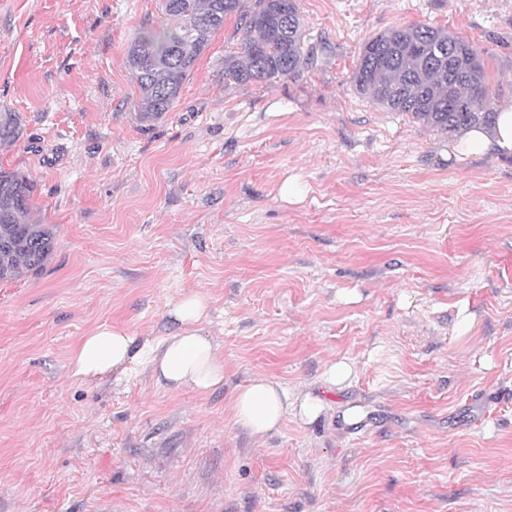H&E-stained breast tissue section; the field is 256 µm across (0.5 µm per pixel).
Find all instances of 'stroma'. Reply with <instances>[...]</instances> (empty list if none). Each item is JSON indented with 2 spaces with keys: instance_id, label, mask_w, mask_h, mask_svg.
<instances>
[{
  "instance_id": "stroma-1",
  "label": "stroma",
  "mask_w": 512,
  "mask_h": 512,
  "mask_svg": "<svg viewBox=\"0 0 512 512\" xmlns=\"http://www.w3.org/2000/svg\"><path fill=\"white\" fill-rule=\"evenodd\" d=\"M297 5L299 79L225 85L231 17L144 121L126 57L159 0H0V111L25 125L0 167L56 237L0 282V512H512V156L459 161L352 83L366 41L427 24L512 104V0ZM189 291L222 388L71 376L82 336L168 335ZM265 380L291 404L254 438L231 398Z\"/></svg>"
}]
</instances>
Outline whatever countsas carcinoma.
Listing matches in <instances>:
<instances>
[{"mask_svg":"<svg viewBox=\"0 0 512 512\" xmlns=\"http://www.w3.org/2000/svg\"><path fill=\"white\" fill-rule=\"evenodd\" d=\"M162 25L131 42L127 64L139 88L143 120L161 118L210 38L237 17L238 48L224 56V82L296 79L313 66L316 48L306 43L296 0H162ZM477 47L445 28L397 27L363 44L356 90L389 112L451 135L474 126L492 131L497 112L488 95ZM22 117L0 112V147L23 136ZM35 185L22 173L0 168V281L43 269L55 247L53 228L32 205Z\"/></svg>","mask_w":512,"mask_h":512,"instance_id":"cac0c4a2","label":"carcinoma"}]
</instances>
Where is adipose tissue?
Returning <instances> with one entry per match:
<instances>
[{"label":"adipose tissue","instance_id":"ef3b65f1","mask_svg":"<svg viewBox=\"0 0 512 512\" xmlns=\"http://www.w3.org/2000/svg\"><path fill=\"white\" fill-rule=\"evenodd\" d=\"M458 160L485 153L512 154V104L503 106L493 132L472 129L453 146ZM170 314L179 328L157 341L139 340L126 329L102 324L82 337L72 351L73 377L91 380L110 373L131 374L147 365L159 383L172 388L189 387L205 393L224 384V359L219 344L206 336L210 318L207 298L196 292L183 294ZM236 426L254 436L277 429L288 412V389L277 382H252L240 387L231 402Z\"/></svg>","mask_w":512,"mask_h":512}]
</instances>
